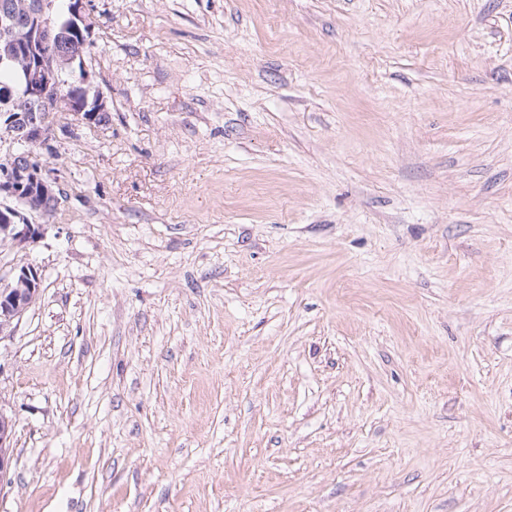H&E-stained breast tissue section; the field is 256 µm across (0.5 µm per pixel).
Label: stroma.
Listing matches in <instances>:
<instances>
[{"mask_svg": "<svg viewBox=\"0 0 512 512\" xmlns=\"http://www.w3.org/2000/svg\"><path fill=\"white\" fill-rule=\"evenodd\" d=\"M91 15L0 512H512V0Z\"/></svg>", "mask_w": 512, "mask_h": 512, "instance_id": "35a3bbf8", "label": "stroma"}]
</instances>
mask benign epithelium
Listing matches in <instances>:
<instances>
[{
  "label": "benign epithelium",
  "mask_w": 512,
  "mask_h": 512,
  "mask_svg": "<svg viewBox=\"0 0 512 512\" xmlns=\"http://www.w3.org/2000/svg\"><path fill=\"white\" fill-rule=\"evenodd\" d=\"M19 16L12 0H0V63L14 65L22 79L7 120L0 123V247L23 251L35 243L43 225L28 214L48 216L60 204V183L47 167L32 160L31 147H42L56 131L75 124L105 128L112 123L109 102L96 84L85 55L95 22L87 0H69L68 18L59 27L78 37L60 44L52 17L55 0H28ZM69 70L85 92L77 101L60 87ZM39 268L30 263L14 268L11 281L0 286V335L38 299ZM15 423L0 410V481L8 475Z\"/></svg>",
  "instance_id": "benign-epithelium-1"
}]
</instances>
